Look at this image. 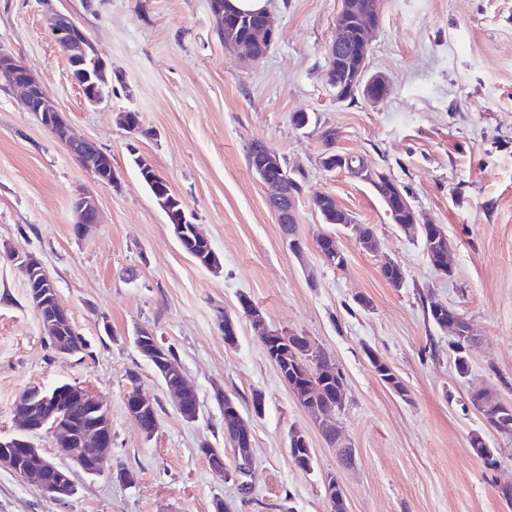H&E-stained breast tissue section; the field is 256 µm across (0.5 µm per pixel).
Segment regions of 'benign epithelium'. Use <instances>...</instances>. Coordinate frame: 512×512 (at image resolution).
I'll use <instances>...</instances> for the list:
<instances>
[{
    "mask_svg": "<svg viewBox=\"0 0 512 512\" xmlns=\"http://www.w3.org/2000/svg\"><path fill=\"white\" fill-rule=\"evenodd\" d=\"M50 29L56 42L63 49L70 68V77L80 89L84 100L91 105L102 103L108 94L107 66L98 54L87 34L68 16L54 13L50 17ZM217 32L224 45L233 50H241L247 59L254 60L252 42L243 41L231 30L217 23ZM352 43L351 29L344 23L336 22L335 35L329 48V61H334L346 51ZM0 75L6 77L10 92L22 101L28 111L34 113L40 123L66 147L80 146L87 160L86 169L91 171L99 182L112 184V156L92 141L77 139L70 133L69 120L51 101L47 91L35 81L26 67L11 52L0 45ZM367 100L373 104L384 101L389 92L386 78L374 74L364 82ZM266 160L258 162L252 169L258 181L271 189L269 203L279 205L288 202V206L277 212L278 224L297 223L295 203L289 195L287 183L280 177H272L267 165L277 152L267 144H262ZM341 170L351 177L369 182L375 170L364 161L345 163ZM76 216L75 224L79 234L98 223V211L94 200L88 196H78L73 202ZM407 232L414 236L424 235L427 247L435 249L438 262L434 267L444 270L448 266V253L451 245L447 235L435 232L433 225L413 221ZM44 288L37 292L36 311L45 331L63 333L73 329L68 309L60 302L50 278H43ZM153 359L157 373L172 396L176 410L187 420L195 421L199 417L200 406L187 402L193 391L185 384L183 374L172 360L163 358L160 344H155ZM226 406V415L234 420L238 438L237 456L245 463L251 461L252 433L245 417L231 404L225 394L220 395ZM84 408L87 421L80 429H75L69 410L71 406ZM126 405L129 414L142 422V414L152 406V401L141 391L132 389L127 394ZM14 415L21 426V433L10 438H0V468H5L20 477L36 480L41 492L54 500L64 501L76 493L73 469H79L87 475L96 476L110 465L112 448V422L95 393L75 384H66L56 389L46 390L32 387L17 400ZM46 432L61 448L64 456L71 462L69 466L58 464L42 453L29 440V436ZM93 449L88 453L87 449Z\"/></svg>",
    "mask_w": 512,
    "mask_h": 512,
    "instance_id": "7a95c632",
    "label": "benign epithelium"
}]
</instances>
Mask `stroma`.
Returning a JSON list of instances; mask_svg holds the SVG:
<instances>
[{"label":"stroma","mask_w":512,"mask_h":512,"mask_svg":"<svg viewBox=\"0 0 512 512\" xmlns=\"http://www.w3.org/2000/svg\"><path fill=\"white\" fill-rule=\"evenodd\" d=\"M341 0H268L278 40L251 62L225 48L209 0H0V44L26 65L68 116L74 134L111 154L117 185L99 182L24 104L0 89V437L16 434L18 395L61 383L91 389L112 420V467L134 475L74 471L76 494L60 502L35 482L0 469V512H330L328 476L347 512H512V435L490 428L470 402L487 389L512 404V0H382L368 58L389 97L337 101L326 83ZM60 12L89 36L108 66L109 95L85 102L71 81L47 16ZM140 114L129 132L123 113ZM311 117L295 126L294 113ZM337 151L363 158L408 196L420 222L442 225L450 274L432 267L421 241L405 236L369 187L322 167L323 128ZM272 146L306 174L298 203L302 256L285 243L265 187L248 167L253 141ZM149 159L199 224L219 268L180 247L139 179ZM92 197L100 221L74 231L72 202ZM328 194L370 225L377 248L324 223L310 201ZM336 238L345 256L327 266L315 237ZM39 260L85 342L81 354L52 348L28 300L14 254ZM401 265L399 287L383 278ZM248 297L270 328L308 337L343 376L334 415L352 463H342L267 356L251 322L224 341L225 315ZM454 309L476 336L458 375L450 333L429 302ZM151 329L173 348L200 414L185 420L134 344ZM403 382L397 394L368 355ZM155 404L160 425L144 434L130 416L132 387ZM234 396L253 432L246 484L224 481L203 447L224 451V410ZM265 398L253 415V394ZM309 439L313 467H297L293 430ZM482 435L497 451L487 468L470 448Z\"/></svg>","instance_id":"obj_1"}]
</instances>
